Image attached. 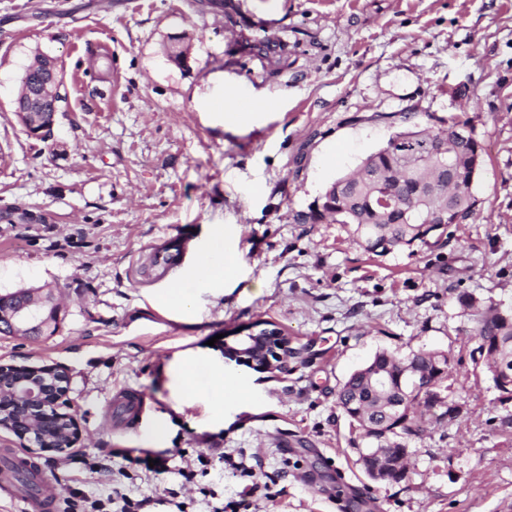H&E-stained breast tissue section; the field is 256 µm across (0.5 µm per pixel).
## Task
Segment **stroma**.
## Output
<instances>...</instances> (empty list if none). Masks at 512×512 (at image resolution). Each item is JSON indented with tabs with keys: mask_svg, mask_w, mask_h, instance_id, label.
<instances>
[{
	"mask_svg": "<svg viewBox=\"0 0 512 512\" xmlns=\"http://www.w3.org/2000/svg\"><path fill=\"white\" fill-rule=\"evenodd\" d=\"M287 36L270 58L244 53L233 14ZM108 59L89 64L96 43ZM189 46L188 67L169 57ZM59 60L67 100L36 138L13 102L34 52ZM265 102L230 123L240 96ZM467 120L484 149L476 213L430 247L377 256L346 227L302 224L324 188L394 131ZM240 265L211 287L182 277L143 285L135 264L169 234ZM48 285L53 335L0 333V362L65 366L79 439L72 456L0 429V465L23 448L59 493L120 491L149 512H211L238 500L237 462L262 460L255 512H512V400L470 357L469 293L512 306V0H0V294ZM178 287L186 316L157 297ZM267 320L301 348L286 370L225 362L212 337ZM449 353L459 417L409 444L404 480L376 482L336 391L377 351ZM188 353L222 368L224 423L205 402L171 408L168 365ZM142 412L108 418L119 392ZM167 415L163 445L147 427ZM164 459L167 474L127 468L121 451ZM205 455L193 482L178 470ZM317 476L316 485L303 476Z\"/></svg>",
	"mask_w": 512,
	"mask_h": 512,
	"instance_id": "obj_1",
	"label": "stroma"
}]
</instances>
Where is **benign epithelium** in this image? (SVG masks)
<instances>
[{"mask_svg": "<svg viewBox=\"0 0 512 512\" xmlns=\"http://www.w3.org/2000/svg\"><path fill=\"white\" fill-rule=\"evenodd\" d=\"M31 71L39 80L26 87L15 99V112L29 134L38 136L44 131L42 116L47 103L61 93L63 72L58 60L45 55L35 62ZM19 303L0 301V327L16 336H28L49 326L50 316L58 314L60 306L54 289L22 290ZM224 358L245 362L261 371H275L286 366L288 355L295 354L291 339L282 329L269 322L248 328L244 337L223 344ZM404 387L421 398L441 394V384L409 367L398 377ZM70 375L60 365L17 366L0 364V427L12 432L20 443L34 439L42 448L59 453L71 449L78 438L77 421L70 412L68 398ZM388 449L367 445L362 456L379 459L381 464L371 469L375 481H392L403 469L399 463L408 452L400 454L396 463L383 461Z\"/></svg>", "mask_w": 512, "mask_h": 512, "instance_id": "1", "label": "benign epithelium"}]
</instances>
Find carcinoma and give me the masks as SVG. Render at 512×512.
Returning a JSON list of instances; mask_svg holds the SVG:
<instances>
[{
	"label": "carcinoma",
	"instance_id": "cac0c4a2",
	"mask_svg": "<svg viewBox=\"0 0 512 512\" xmlns=\"http://www.w3.org/2000/svg\"><path fill=\"white\" fill-rule=\"evenodd\" d=\"M442 150L455 154L459 163L456 175L465 182L471 176L470 164L473 161L483 165L482 147L474 138L468 122L454 121L447 129L424 134L418 126H410L395 133L384 147L368 155L365 167H358L339 177L344 185L336 196V211L314 209L305 220L314 224L328 214L336 223L350 226L353 241L376 255L429 244L430 238L447 230L457 218L472 213L470 204L459 209L448 208V193L471 197L473 192L467 186L460 190L448 189V170L438 167ZM370 174L382 178L384 191L395 201L403 206L416 205L421 211V219L408 224L402 220L400 211L385 218L378 216L366 189ZM423 179L435 182L441 190V197L433 202H424ZM457 302L469 311L474 323L477 342L471 353L473 361L483 362L490 374H499L504 382L496 389L512 398V307L484 305L471 294L457 296ZM372 362L391 386L382 389L354 372L338 389L336 403L353 423L369 419L373 427L371 434L384 447L391 449L392 455H398L412 440L422 438L426 425L432 421L445 417L452 419L461 413L462 405L445 396L420 399L409 392L406 397L411 408L409 413L383 424L374 422L375 416L382 415L394 403L396 393L393 388L398 386L395 376L403 365L410 363L432 376L436 371L435 365H448L450 359L426 350H413L403 357L379 350Z\"/></svg>",
	"mask_w": 512,
	"mask_h": 512
}]
</instances>
